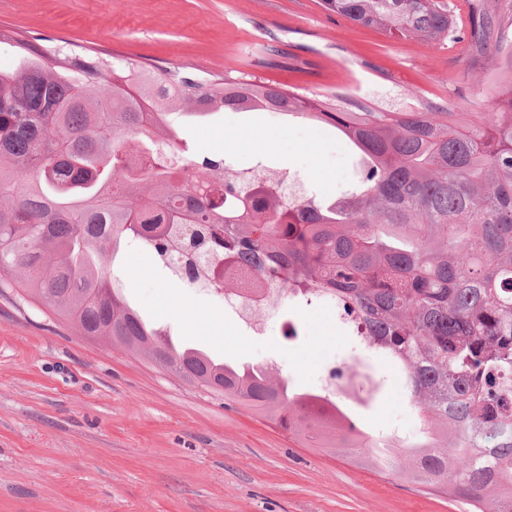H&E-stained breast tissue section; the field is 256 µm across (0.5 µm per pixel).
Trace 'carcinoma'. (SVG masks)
I'll list each match as a JSON object with an SVG mask.
<instances>
[{"label":"carcinoma","mask_w":512,"mask_h":512,"mask_svg":"<svg viewBox=\"0 0 512 512\" xmlns=\"http://www.w3.org/2000/svg\"><path fill=\"white\" fill-rule=\"evenodd\" d=\"M355 24L430 46L455 32L448 0H322ZM463 50L495 49L493 110L349 109L261 80L199 81L178 68L69 55L16 41L0 71V292L15 291L84 336H106L224 400L336 447L381 473L475 512H512V4L481 5ZM268 111L329 127L353 145L339 197L284 205L275 183H245L224 157L188 152L185 121ZM192 203L185 205V197ZM156 259L191 252L224 269L259 257L257 284L330 302L399 374L421 411L409 437L372 438L330 395L298 393L267 367L211 362L146 324L106 270L121 241ZM224 287L241 297L242 283Z\"/></svg>","instance_id":"cac0c4a2"}]
</instances>
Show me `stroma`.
<instances>
[{
    "label": "stroma",
    "mask_w": 512,
    "mask_h": 512,
    "mask_svg": "<svg viewBox=\"0 0 512 512\" xmlns=\"http://www.w3.org/2000/svg\"><path fill=\"white\" fill-rule=\"evenodd\" d=\"M0 29L42 46L68 42L137 62L287 85L382 112L435 102L490 109L494 56L472 69L457 46L390 37L324 9L322 0H0ZM196 147L226 165L298 172L330 194L355 174L334 132L277 112L225 111L186 126ZM108 271L126 301L173 341L262 364L304 391L354 360L329 304L259 312L256 335L224 311L222 295L171 282L137 244ZM296 329L285 336V323ZM386 392L350 417L369 435L420 429L389 368ZM447 495L330 455L250 411L225 404L146 357L0 295V512H463Z\"/></svg>",
    "instance_id": "1"
}]
</instances>
